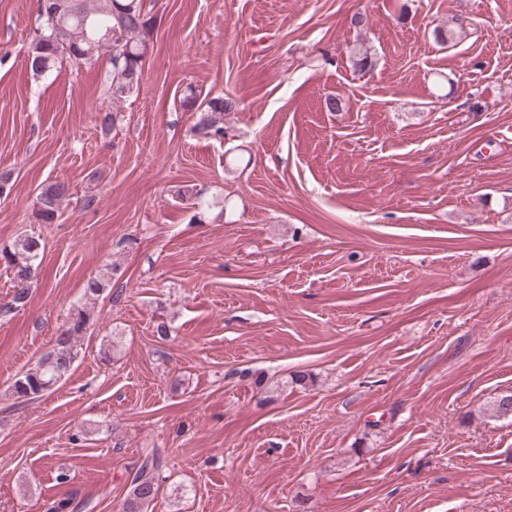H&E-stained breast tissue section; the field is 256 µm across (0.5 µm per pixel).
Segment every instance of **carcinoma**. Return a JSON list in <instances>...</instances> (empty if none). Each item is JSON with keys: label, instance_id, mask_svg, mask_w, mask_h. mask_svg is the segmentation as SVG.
Masks as SVG:
<instances>
[{"label": "carcinoma", "instance_id": "obj_1", "mask_svg": "<svg viewBox=\"0 0 512 512\" xmlns=\"http://www.w3.org/2000/svg\"><path fill=\"white\" fill-rule=\"evenodd\" d=\"M83 15L88 23L72 18L60 23L50 22L48 16L40 15V31L43 37L32 41L28 51L29 66L33 74L43 75L62 58L68 57L66 50L89 51L91 59L106 55L111 69L105 80V93L117 104L125 100L132 91L129 73H144L145 59L149 53V38L155 26L154 17L146 11L144 0H81ZM112 31L125 40L127 53L121 56L113 51L112 42L103 38V33ZM353 64L360 70H370L374 60L368 47L362 45L353 53ZM235 106L228 98L198 100L190 96L182 101L188 112L201 113L198 129L211 137L224 136V127L219 125L217 115L230 112ZM68 188L61 183L42 189L37 197L36 218L43 224H52L58 218ZM39 243L32 237L15 242L11 250L0 252V260L13 274L18 285L12 301L0 307V314H8L22 306L28 296V284L36 276ZM93 319V311L87 306L73 310L68 325L57 338L53 348L45 353L37 364L17 377L12 393L19 398H36L50 392L70 371L76 357L77 338L82 336ZM160 457L149 451L131 481V487L122 505V512H148L157 498Z\"/></svg>", "mask_w": 512, "mask_h": 512}]
</instances>
